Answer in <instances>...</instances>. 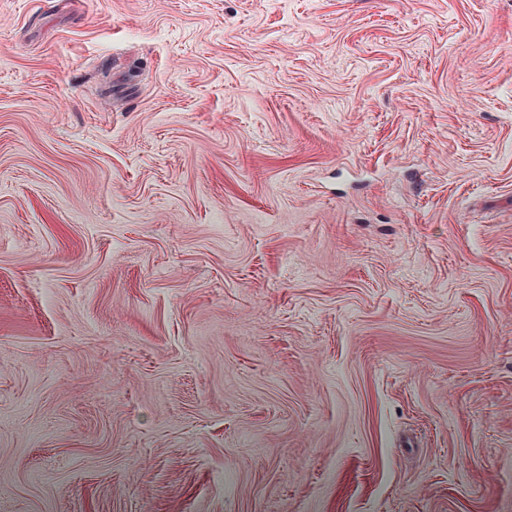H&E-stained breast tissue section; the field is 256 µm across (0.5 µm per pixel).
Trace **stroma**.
<instances>
[{"instance_id":"35a3bbf8","label":"stroma","mask_w":512,"mask_h":512,"mask_svg":"<svg viewBox=\"0 0 512 512\" xmlns=\"http://www.w3.org/2000/svg\"><path fill=\"white\" fill-rule=\"evenodd\" d=\"M0 512H512V0H0Z\"/></svg>"}]
</instances>
